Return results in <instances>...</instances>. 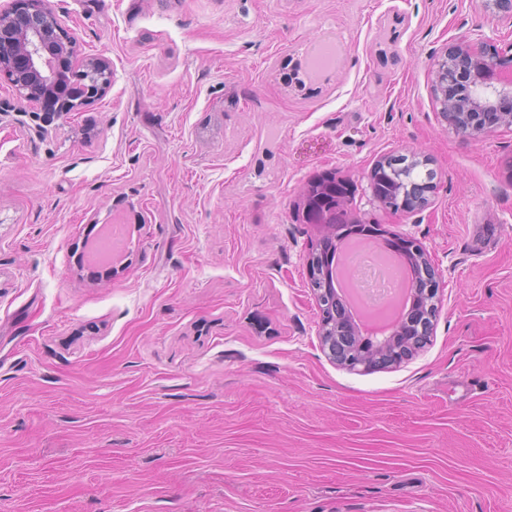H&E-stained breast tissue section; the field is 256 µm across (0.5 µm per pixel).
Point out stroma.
I'll use <instances>...</instances> for the list:
<instances>
[{
  "instance_id": "1",
  "label": "stroma",
  "mask_w": 512,
  "mask_h": 512,
  "mask_svg": "<svg viewBox=\"0 0 512 512\" xmlns=\"http://www.w3.org/2000/svg\"><path fill=\"white\" fill-rule=\"evenodd\" d=\"M91 104L38 132L0 79V512H512V132L441 120L438 59L481 0H45ZM335 67L287 82L321 38ZM406 154L429 205L383 210ZM333 172L443 288L392 369L329 359L298 206ZM123 228L90 266L100 225ZM386 159L388 166L392 169L393 178L397 182L406 183L410 180L422 178L434 179L435 172L432 169L423 171L421 167L424 165L421 161L416 159L409 160L405 155L389 156ZM392 242L396 250V256L399 259L403 258L406 253L414 256L423 273L422 287L424 288L425 295H433V299L436 298L443 286L442 280L425 250L410 238H395L392 239Z\"/></svg>"
}]
</instances>
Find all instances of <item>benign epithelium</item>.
Here are the masks:
<instances>
[{"label": "benign epithelium", "instance_id": "7a95c632", "mask_svg": "<svg viewBox=\"0 0 512 512\" xmlns=\"http://www.w3.org/2000/svg\"><path fill=\"white\" fill-rule=\"evenodd\" d=\"M486 12L512 20V0H483ZM77 38L64 29L43 0H16L10 9L0 11V78L7 80L19 99L39 106L30 118L40 126L67 118L86 102L101 96L112 84V63L105 57L86 56L74 65ZM436 94L439 115L448 128L466 139L477 140L512 130V86L501 83V76L512 74V49L498 50L483 32L475 38L464 36L446 46L437 61ZM348 180L310 191L305 197L309 221L338 229L370 228L356 223L343 209L328 208L324 194L341 191ZM433 183L409 190V201H400L399 209L414 211L427 205L416 196L429 197ZM396 256L410 253L423 273L424 293L435 296L442 288L440 274L428 254L410 238H395ZM313 292L319 312V336L329 358L342 366L363 371L387 369L410 359L432 332H424L419 310L409 308L389 336L366 346L360 330L347 309L326 298L315 284Z\"/></svg>", "mask_w": 512, "mask_h": 512}]
</instances>
